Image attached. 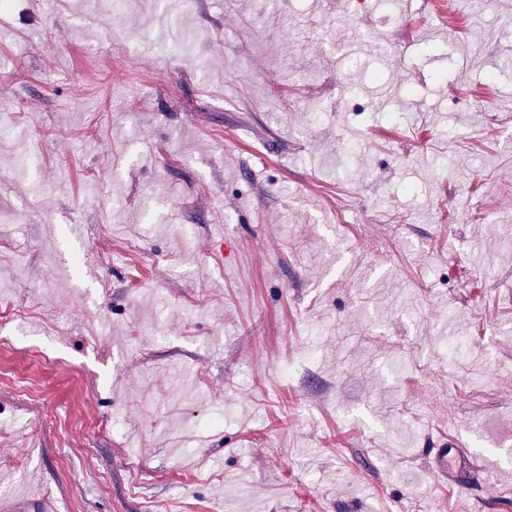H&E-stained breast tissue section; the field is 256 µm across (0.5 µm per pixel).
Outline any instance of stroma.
<instances>
[{
  "label": "stroma",
  "instance_id": "1",
  "mask_svg": "<svg viewBox=\"0 0 512 512\" xmlns=\"http://www.w3.org/2000/svg\"><path fill=\"white\" fill-rule=\"evenodd\" d=\"M12 113L0 500L512 512V0H14ZM437 447L433 458L434 468L448 480V484L467 487V475L476 467L475 454L470 448H463L453 437H448V443H438Z\"/></svg>",
  "mask_w": 512,
  "mask_h": 512
}]
</instances>
